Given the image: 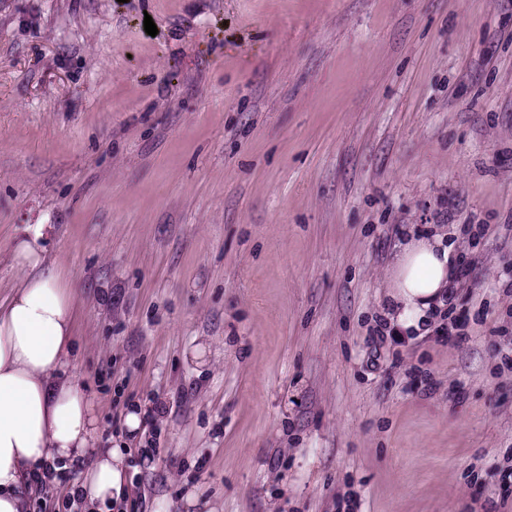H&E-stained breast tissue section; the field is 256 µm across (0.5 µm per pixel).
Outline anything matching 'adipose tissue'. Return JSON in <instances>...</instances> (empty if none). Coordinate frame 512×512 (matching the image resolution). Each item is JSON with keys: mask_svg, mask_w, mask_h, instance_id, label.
Listing matches in <instances>:
<instances>
[{"mask_svg": "<svg viewBox=\"0 0 512 512\" xmlns=\"http://www.w3.org/2000/svg\"><path fill=\"white\" fill-rule=\"evenodd\" d=\"M43 225H28L13 247L25 278L0 304V512H30L29 473L49 464L85 469L90 512H110L132 466L123 441L105 447L89 397L62 367L75 329V304L61 276L41 272ZM451 248L440 234H413L397 254L391 310L419 328L450 293Z\"/></svg>", "mask_w": 512, "mask_h": 512, "instance_id": "obj_1", "label": "adipose tissue"}]
</instances>
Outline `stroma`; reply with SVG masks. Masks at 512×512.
Returning <instances> with one entry per match:
<instances>
[{
  "label": "stroma",
  "instance_id": "1",
  "mask_svg": "<svg viewBox=\"0 0 512 512\" xmlns=\"http://www.w3.org/2000/svg\"><path fill=\"white\" fill-rule=\"evenodd\" d=\"M29 224L142 512L512 500V0H0L1 303ZM441 228L468 341H371Z\"/></svg>",
  "mask_w": 512,
  "mask_h": 512
}]
</instances>
